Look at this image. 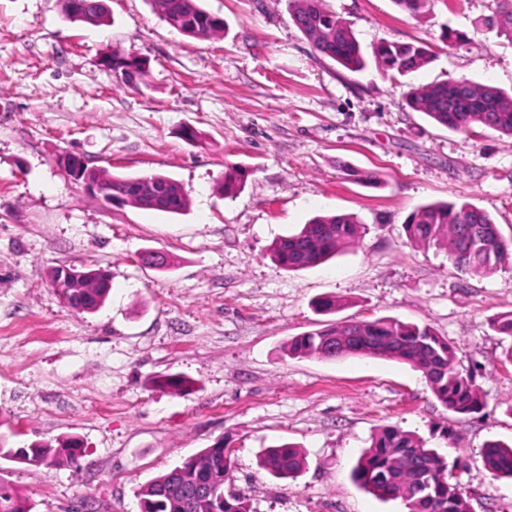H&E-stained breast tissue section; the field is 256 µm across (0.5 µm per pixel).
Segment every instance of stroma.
I'll return each instance as SVG.
<instances>
[{
	"label": "stroma",
	"instance_id": "1",
	"mask_svg": "<svg viewBox=\"0 0 512 512\" xmlns=\"http://www.w3.org/2000/svg\"><path fill=\"white\" fill-rule=\"evenodd\" d=\"M105 2L112 23L93 26L66 19L61 0H0V439L75 437L85 449L77 466L0 457V482L34 512H137L143 485L220 440L232 462L224 483L255 512H404L350 479L371 436L395 425L462 458L455 478L472 512H512V480L482 460L487 442H512V340L490 326L512 311V260L475 276L445 244H412L403 229L420 205L467 201L512 239V137L448 130L403 96L408 81L512 91V41L487 25L512 0H432L416 18L393 0H322L363 49L431 45L435 60L406 79L317 52L291 0H200L226 24L210 39L171 27L149 0ZM450 28L468 43L448 47ZM115 54L146 60L144 79L122 82L105 65ZM65 155L170 176L189 207L106 204L68 176ZM231 165L244 178L227 195L218 186ZM329 212L361 219L356 245L314 268L272 260L274 240ZM148 249L170 268L145 264ZM61 265L106 270L103 306L66 307L48 279ZM326 295L349 304L318 314ZM380 317L446 338L485 395L483 414L446 410L406 364L284 351L327 324ZM167 374L189 388L154 389ZM279 443L306 458L296 479L258 463Z\"/></svg>",
	"mask_w": 512,
	"mask_h": 512
}]
</instances>
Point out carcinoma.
<instances>
[{
    "instance_id": "obj_1",
    "label": "carcinoma",
    "mask_w": 512,
    "mask_h": 512,
    "mask_svg": "<svg viewBox=\"0 0 512 512\" xmlns=\"http://www.w3.org/2000/svg\"><path fill=\"white\" fill-rule=\"evenodd\" d=\"M155 14L179 32L196 38L223 33L224 21L204 10L196 0H149ZM432 0H394L411 17L423 14ZM63 11L72 21L94 26L110 23L104 0H62ZM292 17L298 29L322 55L351 71L366 67L359 42L347 23L326 11L321 0H293ZM377 67L396 76H407L427 66L433 51L427 45L381 43L372 50ZM144 61L113 59L106 63L121 69L127 79L142 78ZM405 98L409 106L434 122L455 132H467L481 125L512 136V92L487 83L449 80L434 84H407ZM90 176L116 186L126 204L138 209L179 214L189 205L183 187L173 178L157 174L158 197L146 203L141 197L139 176H118L96 169ZM241 172L235 167L224 171L219 186L226 194L236 191ZM413 244L429 245L442 241L453 263L475 276H482L512 257L507 242L484 210L469 202H440L416 209L404 225ZM360 222L353 214L327 213L312 217L301 229L276 239L271 244L272 258L287 270L321 265L339 251L358 242ZM111 288H102L94 277L79 288H69V307L79 312L97 310L108 298ZM288 355H317L336 359L346 356L380 357L410 365L424 376L436 400L448 411L471 415L484 407L480 388L469 375L457 369L456 355L448 342L428 325L404 322L392 317L356 322H339L297 336L287 345ZM154 385L180 392L189 382L178 374L161 376ZM82 448L74 438L38 443L25 449V463L51 465L60 460L75 461ZM485 467L496 477L512 479V446L499 441L486 443ZM259 462L271 476L280 480L296 479L305 466V457L289 444L264 448ZM453 468L447 458L414 432L384 425L352 469V480L359 487L387 500L399 499L407 512H471L467 491L453 480ZM230 466L229 449L218 441L203 449L187 465L197 483L217 487L224 504L216 499H190L184 496L179 468L166 471L146 483L137 493L140 512H255L246 495L224 491V471ZM32 502L16 488L0 482V512H33Z\"/></svg>"
}]
</instances>
